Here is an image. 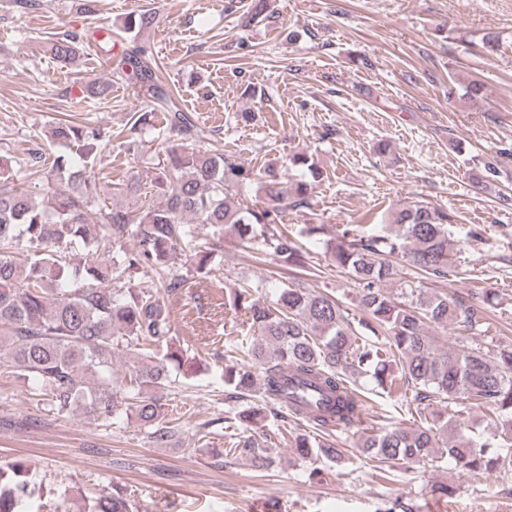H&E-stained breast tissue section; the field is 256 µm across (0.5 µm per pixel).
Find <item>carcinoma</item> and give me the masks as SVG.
Returning a JSON list of instances; mask_svg holds the SVG:
<instances>
[{
  "label": "carcinoma",
  "mask_w": 512,
  "mask_h": 512,
  "mask_svg": "<svg viewBox=\"0 0 512 512\" xmlns=\"http://www.w3.org/2000/svg\"><path fill=\"white\" fill-rule=\"evenodd\" d=\"M147 11L128 16L125 30L139 33L153 24ZM77 34H65L51 47L54 58L72 62ZM132 75L148 82L154 106L137 113L133 129L154 127L164 113L163 132L178 136L157 164L151 194L159 205L89 212L97 184L88 169L101 160L103 130L65 119L51 129L66 152L48 160L53 202L35 205L16 185L14 160L0 155V351L19 377L33 382L32 395L63 416L79 409L103 423L135 418L164 446L173 436L167 410L154 391L172 382L186 363L173 343L166 303L154 294L116 284L141 274L154 277L164 291L183 286L168 277V264L190 245V217L217 234L234 233L257 254L272 256L285 269L307 266V256L283 223L292 212L311 207L306 182L288 191L272 170L259 190L265 204H250L239 186L252 173L233 156L190 146L202 131L175 102L152 83L151 58L143 50L122 59ZM448 212L425 202L387 214L366 231L348 225L324 240L331 265L358 288L357 316L332 295L308 288H283L262 302L250 288L233 290L231 305L247 317L254 337L236 348L249 364L224 366L227 398L259 393L283 423L305 421L323 433L291 435L289 446L303 460L323 457L341 466L342 449L328 439L359 422L366 406L361 380L415 405L422 422L365 433L361 456L378 465L409 470L445 457L458 471L483 474L512 470V344L486 346L488 308L468 297L400 288L394 297L384 285L398 280L405 262L427 280L444 282L459 274L448 250ZM134 247L124 249L123 239ZM106 241L115 247L108 262L91 259ZM215 242L193 249L197 272H205ZM430 324L466 332L470 344L442 350L426 331ZM126 349L130 372L112 373V353ZM487 410L486 429L448 435V426L473 408ZM240 453L263 469L267 458L246 440ZM0 512H43L31 501L29 469L22 461L0 463ZM93 512H134L120 490L100 495Z\"/></svg>",
  "instance_id": "obj_1"
}]
</instances>
